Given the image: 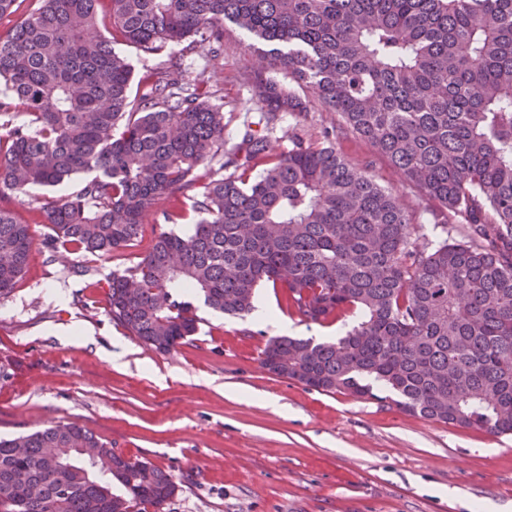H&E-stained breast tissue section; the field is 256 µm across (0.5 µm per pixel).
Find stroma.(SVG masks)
Masks as SVG:
<instances>
[{
	"label": "stroma",
	"instance_id": "stroma-1",
	"mask_svg": "<svg viewBox=\"0 0 512 512\" xmlns=\"http://www.w3.org/2000/svg\"><path fill=\"white\" fill-rule=\"evenodd\" d=\"M246 42L230 24L218 61L204 65L199 49L184 56L217 91L229 147L261 117L244 81L260 60ZM296 127L317 141L331 131L341 156L392 191L414 218L415 246L458 237L447 211L407 185L340 114L315 103L306 116L283 118L270 136L274 152L287 151ZM80 185L35 187L7 201L34 243L26 276L0 301V438L59 422L84 426L173 475L178 489L162 512H512V436L310 389L263 368L279 324L293 337L322 341L327 332L288 311L272 284L255 301L276 323L201 308L197 333L167 353L112 322L102 288L151 247L156 215L144 216L133 247L61 263L43 245L41 209Z\"/></svg>",
	"mask_w": 512,
	"mask_h": 512
}]
</instances>
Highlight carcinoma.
Listing matches in <instances>:
<instances>
[{
	"label": "carcinoma",
	"mask_w": 512,
	"mask_h": 512,
	"mask_svg": "<svg viewBox=\"0 0 512 512\" xmlns=\"http://www.w3.org/2000/svg\"><path fill=\"white\" fill-rule=\"evenodd\" d=\"M112 20V38L101 31ZM265 47L248 77L266 133L246 125L224 151L223 106L183 55L224 52V24ZM369 141L408 185L441 204L463 239L413 246L411 215L332 143L294 131L305 91ZM0 201L92 174L44 210L55 258L134 244L167 196L152 247L112 274L107 314L169 352L197 329V301L229 316L263 282L304 320L349 314L334 340L275 337L268 372L410 415L512 434V0H39L0 34ZM225 156L227 176L205 163ZM265 168L252 171L259 163ZM199 220L179 234L180 212ZM31 225L0 206V299L27 274ZM172 474L76 424L0 439V512H161ZM116 50L126 55L133 68V83H132V94L134 95L137 89V81L139 76L144 72L145 69L155 67L162 61L167 59V51L160 55L146 54L134 46L127 45H115Z\"/></svg>",
	"instance_id": "obj_1"
}]
</instances>
